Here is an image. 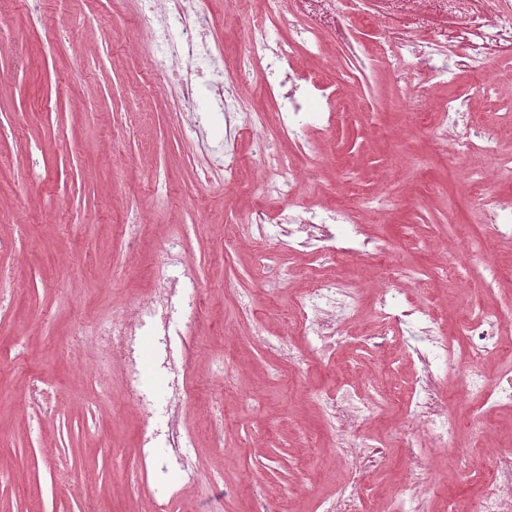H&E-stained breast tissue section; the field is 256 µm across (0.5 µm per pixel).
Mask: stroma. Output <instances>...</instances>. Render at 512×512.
Segmentation results:
<instances>
[{
  "label": "stroma",
  "instance_id": "stroma-1",
  "mask_svg": "<svg viewBox=\"0 0 512 512\" xmlns=\"http://www.w3.org/2000/svg\"><path fill=\"white\" fill-rule=\"evenodd\" d=\"M139 9L138 0H0V27L12 32L0 43V512H146L142 421L121 371L96 350L71 355L67 340L77 327L121 317L146 293L174 236L204 312L185 348L195 394L181 423L198 483L183 499L198 512H314L352 467L334 456L335 434L312 393L367 380L407 393L419 365L406 349L420 345L421 329L403 327L373 352L330 360L312 352L302 370L269 348L291 340L289 315L311 280V260L279 250L288 278L266 295L254 255L278 250L276 241L229 247L226 228L244 224L257 204L280 211L289 202L264 196L254 166H241L230 184L211 163L224 148V115L208 113L200 135L189 134L172 84L149 67ZM209 9L227 53H243L259 0L247 12L239 0H209ZM297 67L356 74L336 96L337 117L323 134L321 160L305 167L299 202L370 213L371 233L392 243L395 287L449 326L474 301L512 310V245H497L469 185L482 165L487 190L512 200V174L496 159L454 150L456 139L473 138L512 152V55L493 61L490 97L469 72L432 88L427 74L404 79L384 59L364 68L342 48L299 57ZM413 83L427 87L418 113L406 109ZM454 97L466 100L464 114L453 138L438 139L435 114ZM470 251L499 265L494 295L466 266ZM448 264L454 279H433ZM345 272L361 289L360 326L369 328L382 276L358 257ZM35 384L51 390V416L29 404ZM508 420L488 412L434 450L431 480L441 499L431 512L480 491L489 437Z\"/></svg>",
  "mask_w": 512,
  "mask_h": 512
}]
</instances>
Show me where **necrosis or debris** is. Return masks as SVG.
<instances>
[{
  "label": "necrosis or debris",
  "mask_w": 512,
  "mask_h": 512,
  "mask_svg": "<svg viewBox=\"0 0 512 512\" xmlns=\"http://www.w3.org/2000/svg\"><path fill=\"white\" fill-rule=\"evenodd\" d=\"M345 3L350 20H356L375 34L370 55L392 58L404 69L430 72L440 82L447 79L449 66L480 74L487 72L493 58L512 55V0H448L449 11L459 18L457 26L432 28L423 35L403 30L392 13L376 10L371 0H345ZM143 5L140 26L150 34L151 58L177 86L181 111L192 123H199L203 100H213L225 118L232 121L226 129L223 160L228 178L237 174L241 165L237 144L248 135L252 138L253 158L266 196L295 198L302 170L293 157L268 151L260 137L267 121L265 111L249 107L240 95L229 91L224 47L207 40L213 27L207 0H143ZM262 6L267 23L249 30L247 48L237 60V69L242 76L257 77L265 92L275 99L278 123L290 137L302 142L308 150H315L321 134L307 117V97L314 90L323 92L326 104L330 105L335 95L318 76L300 72L294 60L301 54H323L330 46L349 45L347 22L333 24L321 15L310 13L307 0H262ZM286 11L296 17L297 23L283 37L275 23ZM246 230L259 240L265 239L268 233H276L290 252L323 263L324 269L313 277L311 288L294 301L291 321L301 335L323 348L334 343L340 347L356 344L369 349L380 346L386 336L415 317L424 326L428 343L439 355L465 361L467 369L461 384L468 393L496 407L512 405V383L492 384L487 379L489 364L498 360L504 349L500 328L512 319L511 313L495 307H479L451 334L429 309L417 305L404 308L397 303L399 289L384 288L373 301L377 328L356 338L348 336L351 313L359 301L343 279L331 274L329 265L343 254L381 265L389 251L387 242L368 231L358 212L343 207L321 217L296 208L281 216L257 207L248 216ZM165 264L129 316L103 323L90 333L78 328L70 340L73 352L92 346L109 362L120 366L126 391L147 420L141 433L140 456L152 476L148 491L153 512H174L178 487L195 484L198 478L193 451L176 419L177 410L193 394L185 357L177 352L179 342L171 321L179 293L186 289L187 283L166 273L167 268L183 264L179 240L167 241ZM144 343L155 349L161 368L173 373L160 400L145 387L142 364L136 353L137 347ZM442 383V378L427 366L417 376L409 413L413 420L411 432L418 437L419 445L405 450V477L396 495L382 508H375L368 487L352 478L344 484L336 500L320 501V512H426L430 483L420 450L445 446L459 429L458 421L449 418L440 396ZM315 400L322 417L336 428L337 458L344 459L355 452L364 470L380 471L387 459L386 446L368 436L355 441L353 433L364 420L394 405V397L366 383L358 389L343 385L327 390L317 394ZM158 438L166 448V456L161 460L149 451ZM492 456L496 461L495 471L481 490L472 512H512V448L493 449Z\"/></svg>",
  "instance_id": "necrosis-or-debris-1"
}]
</instances>
